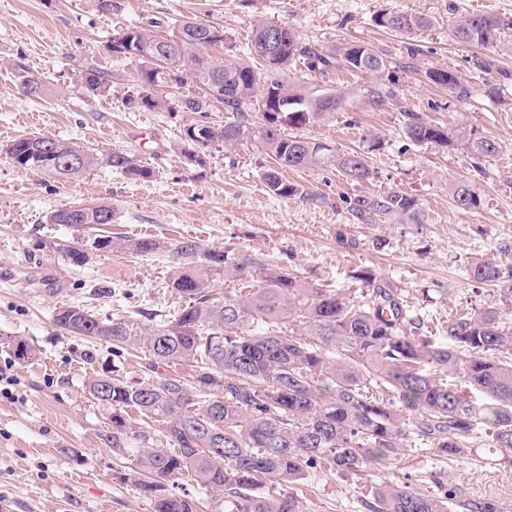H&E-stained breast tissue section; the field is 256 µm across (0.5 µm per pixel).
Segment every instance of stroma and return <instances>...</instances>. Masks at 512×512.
<instances>
[{
    "mask_svg": "<svg viewBox=\"0 0 512 512\" xmlns=\"http://www.w3.org/2000/svg\"><path fill=\"white\" fill-rule=\"evenodd\" d=\"M119 11L99 12L94 0H0V368L13 375L0 394V501L12 512H152L148 500L113 474L122 461L106 437L109 406L90 396V373L79 351L96 347L111 363L112 347L60 333L55 312L82 305L98 318H173L182 300L169 288L172 244L193 241L206 250H230L238 259L288 268L302 280L335 289L353 287V274L371 269L401 289L415 315L440 331L449 318L494 307L512 319V281H474L478 261L512 263V116L479 94L464 100L436 87L426 73L445 69L471 87L491 81L512 96V30L492 51L467 47L450 34L457 20L475 13L512 15V0H120ZM383 12L429 18V28L405 36L378 26ZM162 23L172 35L185 21L224 31L222 45L204 56L218 63L244 56L251 28L263 20L288 26L322 47L360 41L398 62L394 94L372 101L381 79L362 72L321 74L290 66V81L312 92L350 91L335 118L300 128L301 136L339 150L364 153L372 176L355 183L329 167L286 172L301 196L270 195L262 179L270 158L257 143L208 149L204 164L183 155L182 132L200 120L224 123L223 108L207 116L182 111H130L124 101L136 63L117 59L105 46L115 29ZM417 54L408 57L407 45ZM41 74L43 97L22 93L20 68ZM110 75L104 96L83 92L79 73ZM419 113L448 131L477 128L495 137L501 151L473 162L461 145L416 144L404 133L405 112ZM43 134L107 153L126 150L150 170L132 178L105 166L59 179L16 167L4 148L12 140ZM472 180L479 210L452 201L458 181ZM399 191L417 201L416 219H356L359 199ZM110 204L113 236L148 238L156 252L89 250L83 267L70 266L65 250L72 228L49 223L54 210L77 204ZM111 289L98 299L94 289ZM34 347L15 359L6 337ZM427 494L452 493V512L479 502L512 512V465L487 445L444 463L422 441L403 455L357 477L323 475L299 488L303 512H369L372 489L392 477Z\"/></svg>",
    "mask_w": 512,
    "mask_h": 512,
    "instance_id": "obj_1",
    "label": "stroma"
}]
</instances>
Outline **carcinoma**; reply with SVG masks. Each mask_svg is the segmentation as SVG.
<instances>
[{"label": "carcinoma", "instance_id": "obj_1", "mask_svg": "<svg viewBox=\"0 0 512 512\" xmlns=\"http://www.w3.org/2000/svg\"><path fill=\"white\" fill-rule=\"evenodd\" d=\"M378 25L410 35L429 19L398 12L379 15ZM155 24L119 27L109 52L137 62L133 90L125 105L135 110H167L205 114L214 106L226 112L224 125L205 121L196 127L213 132L209 146L226 149L253 140L273 161L262 178L268 192L292 198L299 188L283 172L313 166L333 167L353 182L371 178L367 156L340 152L292 130L335 117L348 98L345 90L308 92L288 81V64L304 60L309 70L347 69L387 77L395 63L359 42L327 50L284 31L276 56H267L266 33L273 24L256 22L250 55L265 63L260 71L243 60L210 64L201 52L224 44V30L207 24L190 30L188 22L167 37ZM512 30V18L472 14L455 23L454 39L465 46L489 48ZM156 45L166 48V67L153 62ZM429 80L459 99L471 94L452 72L434 69ZM22 92L42 96L45 82L24 70ZM81 84L90 95L110 89L109 75L84 71ZM170 88L179 97L166 95ZM404 135L416 144L460 142L472 158L499 153L495 138L473 129L450 135L419 113L405 114ZM184 156L203 163L200 147L183 130ZM42 135H25L5 152L21 168L63 178L96 165L147 178L150 171L134 155L113 151L99 156L90 147L53 139L54 154L40 148ZM77 159V166L68 161ZM455 207L475 211L481 197L469 181L454 188ZM103 203L82 204L50 214L51 224L76 231H95L97 250L150 253L152 239L115 242L102 234ZM357 213L416 219L417 202L401 192L359 200ZM178 266L169 279L184 304L172 320L145 325L136 320H100L78 305L54 315V325L71 334L112 345L118 358L129 347L149 356L144 375L129 381L118 365L99 366L96 350L80 353L93 371L88 391L96 400L112 399V451L126 460L114 478L134 484L153 512H194L192 500L173 491L183 478L213 496L221 512H302L290 488L312 476L333 473L349 478L371 471L412 447L410 434L426 442L427 451L442 459L467 453L488 441L502 458H512V322L494 308L448 321V343L425 333L422 318L411 314L403 294L370 269L353 279L358 297L308 283L281 266L250 268L221 251H201L194 242L171 246ZM473 279L480 283L512 281V264L501 267L477 262ZM245 283L238 290L212 298L219 277ZM192 367L188 374L174 366ZM391 398L384 401L376 393ZM140 414L139 423L132 414ZM264 493H259V490ZM377 512H447L448 502L400 479L375 487Z\"/></svg>", "mask_w": 512, "mask_h": 512}]
</instances>
